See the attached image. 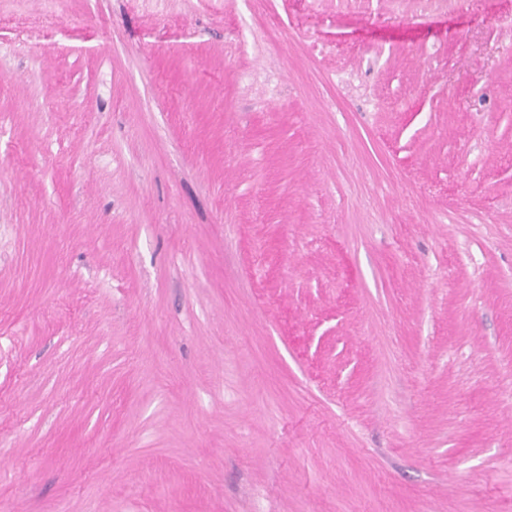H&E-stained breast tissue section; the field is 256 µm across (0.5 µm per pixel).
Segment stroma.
<instances>
[{
	"label": "stroma",
	"instance_id": "obj_1",
	"mask_svg": "<svg viewBox=\"0 0 512 512\" xmlns=\"http://www.w3.org/2000/svg\"><path fill=\"white\" fill-rule=\"evenodd\" d=\"M512 0H0V512H512Z\"/></svg>",
	"mask_w": 512,
	"mask_h": 512
}]
</instances>
